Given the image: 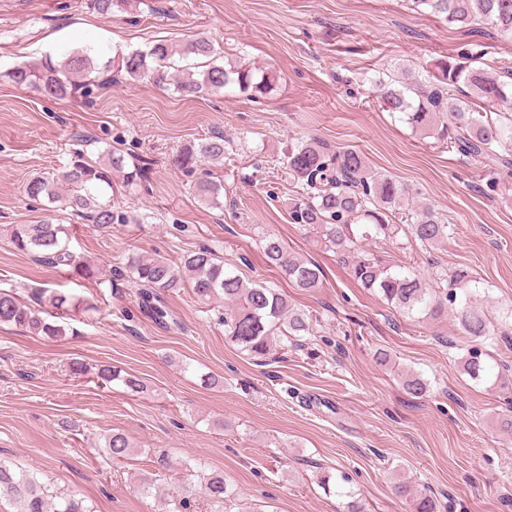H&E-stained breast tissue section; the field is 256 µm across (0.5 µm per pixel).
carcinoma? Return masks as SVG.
<instances>
[{"instance_id": "1", "label": "carcinoma", "mask_w": 512, "mask_h": 512, "mask_svg": "<svg viewBox=\"0 0 512 512\" xmlns=\"http://www.w3.org/2000/svg\"><path fill=\"white\" fill-rule=\"evenodd\" d=\"M104 17L129 0H88ZM417 9L427 8L443 21L462 27L489 26L504 36L512 35V0H412ZM212 45L204 40L173 44L157 42L146 50L118 52L102 65L86 50H77L56 59L47 56L31 63L22 62L6 73L20 86L34 87L58 100L74 97L78 91L87 95L92 88L124 80H147L158 86L174 85L185 96H200L235 86L252 96L264 94L275 80L268 72L256 77V69L233 65L226 68L212 60L199 72L179 77L170 72L175 58L192 55L210 57ZM482 54L462 52L434 64L432 81L423 86L410 72L398 85L376 83L382 108L402 114L413 130L448 144L460 155L482 164L492 172L512 167V155L502 152L512 143V64L503 62L498 72L489 73L479 65ZM467 88V99L460 98ZM497 111L498 119L486 107ZM229 141L211 136L179 151L173 165L184 173L195 171L198 164L224 163ZM290 178V216L294 223L313 232L325 247L335 252L361 287L380 293L406 315L435 318L448 304L457 309L461 329L475 345L468 349L464 368L473 379L486 376L489 369L481 361L479 345L493 339L484 309L476 303L470 284L474 279L465 271L453 272L441 288H427L414 267H393L369 247L380 238L390 239L407 232L421 247L434 246L455 233V225L441 218L429 204L405 205L407 187L392 177L374 170L365 156L355 149L326 151L317 141H299L288 150L283 161ZM123 173L126 187L144 178L145 168L124 171L123 160L113 155L101 161H88L78 155L62 171L38 176L28 181L26 193L35 201L45 200L70 210L99 229H110L116 215L111 200L104 199L112 188V172ZM193 189L200 201L218 206L223 185L208 179L197 181ZM10 242L20 251H34L56 267H68L84 280L101 286L112 283L100 268L69 250L68 229L44 219L37 224H9L4 229ZM262 250L267 263L277 268L296 287L312 291L321 285L323 272L310 260L288 252L272 236L263 238ZM126 268L142 312L166 327L174 323L164 296L187 286L197 302L211 306L224 304L218 322L224 335L254 359H263L281 340H296L309 333L307 315L288 303L279 289L244 280L224 267V261L212 250L202 248L186 253L180 262L163 256H131ZM76 307L86 311L94 304L83 297L56 288H34L26 302L13 288L0 287V324L22 328L32 336L57 339L67 335L64 319ZM104 383L118 381L132 391L144 389L139 379L110 367L98 372ZM406 392L420 397L427 392L421 376L412 372L402 375ZM133 445L122 433L104 438L107 458L123 460ZM205 495L224 512L232 491L224 477L210 474L202 484ZM400 495L412 499L414 512H434L435 503L427 496L412 495L406 484L397 486ZM9 497L16 512H92L84 500L49 493L47 487L29 473L0 459V497Z\"/></svg>"}]
</instances>
